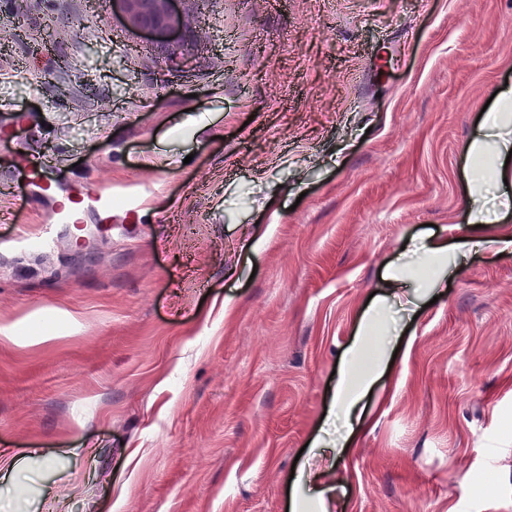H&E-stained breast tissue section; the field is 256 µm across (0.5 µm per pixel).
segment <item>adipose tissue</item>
<instances>
[{"label":"adipose tissue","mask_w":512,"mask_h":512,"mask_svg":"<svg viewBox=\"0 0 512 512\" xmlns=\"http://www.w3.org/2000/svg\"><path fill=\"white\" fill-rule=\"evenodd\" d=\"M512 153V88L502 89L491 109L485 112L474 137L468 144L466 155L467 197L466 221L471 225L499 223V213L512 209V193L504 180L512 176L506 158ZM496 194L497 207L487 204L489 194ZM384 302L376 300L357 328V337L337 374L336 410L347 423L361 421L363 401L380 377L384 363L375 361L362 364L367 351V338L383 317Z\"/></svg>","instance_id":"adipose-tissue-1"}]
</instances>
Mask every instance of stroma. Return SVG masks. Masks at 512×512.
Returning a JSON list of instances; mask_svg holds the SVG:
<instances>
[{"mask_svg": "<svg viewBox=\"0 0 512 512\" xmlns=\"http://www.w3.org/2000/svg\"><path fill=\"white\" fill-rule=\"evenodd\" d=\"M0 0V512H512V251L456 246L512 0ZM57 190L112 211L55 225ZM387 365L329 386L389 273ZM352 445L337 450L342 435ZM128 27L167 42L183 26L181 14L172 0H115ZM309 482L312 489L308 496L295 491L292 510L298 512H313L318 511L314 509H319L320 512H327L325 495L327 494V496L330 497L331 492L334 490L333 486L327 484L319 474L311 475Z\"/></svg>", "mask_w": 512, "mask_h": 512, "instance_id": "obj_1", "label": "stroma"}]
</instances>
